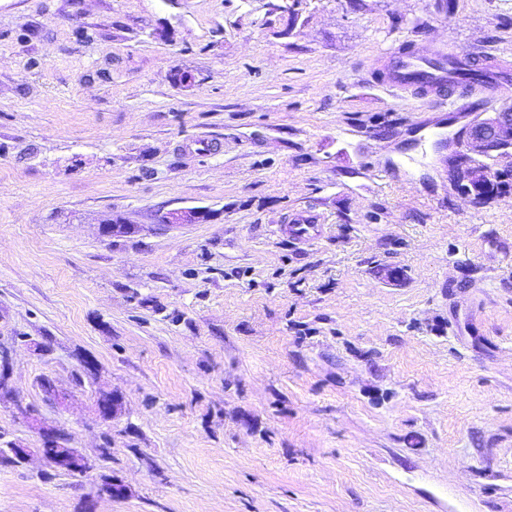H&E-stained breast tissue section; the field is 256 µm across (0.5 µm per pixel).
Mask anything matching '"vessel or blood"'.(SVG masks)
<instances>
[{
  "label": "vessel or blood",
  "instance_id": "b4317fda",
  "mask_svg": "<svg viewBox=\"0 0 512 512\" xmlns=\"http://www.w3.org/2000/svg\"><path fill=\"white\" fill-rule=\"evenodd\" d=\"M393 59L394 67L384 81L387 88L422 100L439 98L441 106L451 110L457 108L458 100L444 97L443 92L448 88H457L485 100L512 93V72L483 70L479 75H472L458 69L456 55L444 48L421 52L397 50L393 53ZM322 230L317 216L309 211L296 214L292 223L284 227L289 237L301 243L316 239Z\"/></svg>",
  "mask_w": 512,
  "mask_h": 512
}]
</instances>
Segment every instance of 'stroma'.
Listing matches in <instances>:
<instances>
[{
  "mask_svg": "<svg viewBox=\"0 0 512 512\" xmlns=\"http://www.w3.org/2000/svg\"><path fill=\"white\" fill-rule=\"evenodd\" d=\"M401 46L512 66V0H0V512H512V191L432 163ZM211 213L206 208H187L170 210L160 216L163 224H202L210 220ZM324 224H318V217L310 211L296 214L292 224H286L281 230L300 243H308L322 233ZM39 433L43 448L38 450L56 470L72 475H83L89 470V458L78 448L69 446V439L63 431L57 428L40 429ZM46 448H54V452L47 453Z\"/></svg>",
  "mask_w": 512,
  "mask_h": 512,
  "instance_id": "obj_1",
  "label": "stroma"
}]
</instances>
